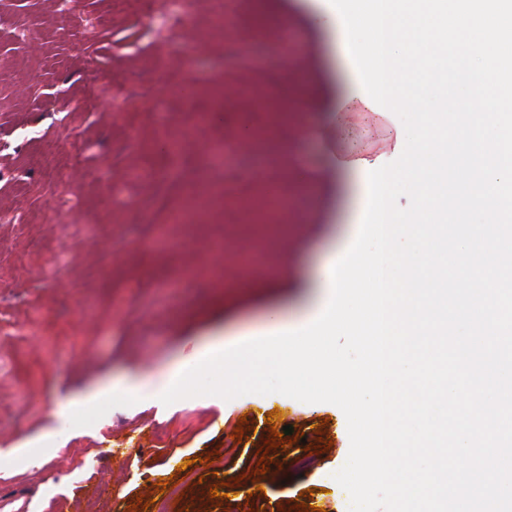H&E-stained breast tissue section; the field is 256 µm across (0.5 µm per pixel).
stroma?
I'll return each mask as SVG.
<instances>
[{
    "label": "stroma",
    "instance_id": "35a3bbf8",
    "mask_svg": "<svg viewBox=\"0 0 512 512\" xmlns=\"http://www.w3.org/2000/svg\"><path fill=\"white\" fill-rule=\"evenodd\" d=\"M150 2L134 13L124 0H0V512H76L96 496L110 512H149L163 482L180 489L169 512H303L306 503L348 512L334 478L349 454L347 420L331 403L192 397L70 425L90 386L131 368L164 371L190 345L255 325L282 303L299 313V295L365 209L356 172L324 180L333 150L387 164L405 146L402 122L383 107L345 128L324 126L350 88L351 64L337 26L311 0H238L221 31L209 23L220 0L165 31L154 19L168 13L167 0ZM283 25L300 37L291 66L310 90L297 103L281 71L262 63ZM188 81L190 101L180 93ZM118 93L126 109L114 108ZM290 112L297 126L284 151L306 188L288 194L277 265L243 270L239 255L271 218L249 208L267 188L247 181L253 160L238 134ZM191 126L197 146L164 178L162 141ZM31 127L37 138H25ZM206 143L227 161L201 152ZM201 176L212 198L198 223L179 230L190 247L156 244L164 206ZM273 410L293 433L268 450ZM138 441L145 451L128 455ZM42 446L47 464L22 460V449ZM220 481L226 495L210 497ZM244 483L256 489L247 505Z\"/></svg>",
    "mask_w": 512,
    "mask_h": 512
}]
</instances>
